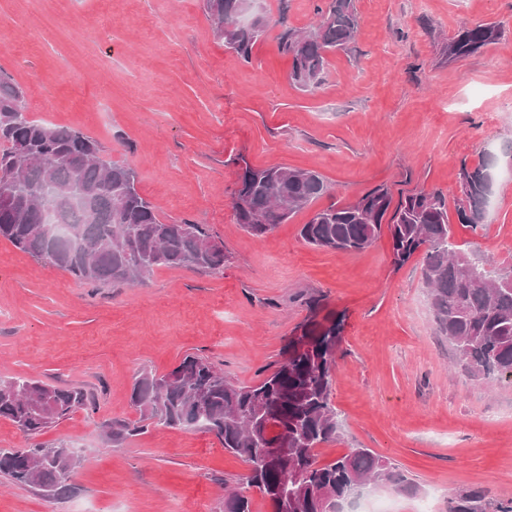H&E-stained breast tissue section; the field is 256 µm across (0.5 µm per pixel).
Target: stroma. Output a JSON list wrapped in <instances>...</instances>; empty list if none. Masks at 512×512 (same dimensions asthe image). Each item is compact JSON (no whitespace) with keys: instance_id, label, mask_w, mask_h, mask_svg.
I'll list each match as a JSON object with an SVG mask.
<instances>
[{"instance_id":"stroma-1","label":"stroma","mask_w":512,"mask_h":512,"mask_svg":"<svg viewBox=\"0 0 512 512\" xmlns=\"http://www.w3.org/2000/svg\"><path fill=\"white\" fill-rule=\"evenodd\" d=\"M326 0H251L267 22L251 60L227 49L203 0H0V77L25 93L30 119L81 130L133 165L139 193L165 222L205 225L224 268H161L143 283L93 288L0 238V376L79 386L93 398L41 434L78 453L69 494L44 495L0 476V512H222L249 466L214 434L149 427L121 445L103 428L134 421V380L188 355L243 383L259 381L322 298L344 315L332 401L339 439L320 461L368 448L418 486L368 489L393 512H448L481 492L479 512L512 503V383L471 377L433 330L419 259L392 262L387 237L349 254L299 236L314 212L384 186L393 198L460 195L462 165L498 160L485 222L453 224L469 254L512 265V0H355L359 32L329 54L324 81L289 78L280 33L308 28ZM499 38L449 58L465 26ZM314 171L327 194L256 239L236 224L243 166Z\"/></svg>"}]
</instances>
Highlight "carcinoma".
Masks as SVG:
<instances>
[{
	"label": "carcinoma",
	"instance_id": "1",
	"mask_svg": "<svg viewBox=\"0 0 512 512\" xmlns=\"http://www.w3.org/2000/svg\"><path fill=\"white\" fill-rule=\"evenodd\" d=\"M242 0H205L217 37L240 59H251L265 33L236 22ZM314 30H284L279 51L291 57L290 78L303 90L323 82L327 55L355 40L359 17L353 0H328L318 11ZM492 24L462 28L448 43V58H458L494 43ZM496 162L482 155L460 172L461 197L455 200L459 223L477 230L490 203ZM12 180L16 194L0 203V236L38 261L49 262L82 284L102 288L135 285L157 268L218 272L224 246L200 224L161 221L155 206L137 189L138 174L128 163L106 158L101 144L72 128L28 119L23 91L0 79V183ZM64 189L80 184L87 198L80 208L55 202L61 223L80 231L77 241H52L33 201L45 180ZM328 186L309 170L286 166L254 168L238 177L233 197L235 221L262 238L277 225L324 195ZM387 234L396 265L421 254L422 284L435 334L455 347L458 361L474 378L512 379V284L502 279L512 267L496 266L458 249L452 239L445 198L417 191L398 201L375 187L345 206L313 214L299 230L302 240L322 250L360 253ZM344 317L320 301L288 337L278 365L256 383L245 384L187 356L165 374L144 372L135 380L131 400L139 412L133 422H113L105 439L120 443L151 424L184 430L203 429L224 450L250 464L248 487L273 503L295 499L292 512H343L361 495L358 482L415 492L403 472L368 448H353L328 462L317 449L339 437L341 423L332 403L337 351ZM91 407L89 394L24 375L0 377V418L31 439L78 410ZM288 437V459L268 460L262 449ZM48 444L0 448V473L12 482L61 498L71 490L73 470L42 464ZM480 493L448 500V512H477ZM224 512H252L240 492L224 497Z\"/></svg>",
	"mask_w": 512,
	"mask_h": 512
}]
</instances>
